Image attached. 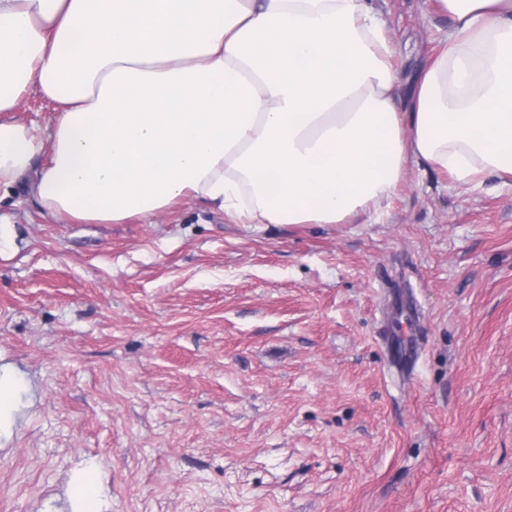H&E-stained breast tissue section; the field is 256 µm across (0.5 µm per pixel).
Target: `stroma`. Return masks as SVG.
<instances>
[{
  "instance_id": "1",
  "label": "stroma",
  "mask_w": 512,
  "mask_h": 512,
  "mask_svg": "<svg viewBox=\"0 0 512 512\" xmlns=\"http://www.w3.org/2000/svg\"><path fill=\"white\" fill-rule=\"evenodd\" d=\"M397 98L451 25L373 0ZM0 512H512V187L409 164L374 224L196 198L83 224L0 201ZM26 391L24 381L6 371L0 375V435L8 430L12 413ZM96 468L92 464L84 466L74 477L72 494L78 500L80 512H108V505L102 500V494L95 480Z\"/></svg>"
}]
</instances>
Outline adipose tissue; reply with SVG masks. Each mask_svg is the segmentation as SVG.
I'll list each match as a JSON object with an SVG mask.
<instances>
[{
  "mask_svg": "<svg viewBox=\"0 0 512 512\" xmlns=\"http://www.w3.org/2000/svg\"><path fill=\"white\" fill-rule=\"evenodd\" d=\"M453 21L397 103L369 0H0V193L29 172L58 219H148L176 199L236 224L379 218L409 162L512 176V0H436ZM55 102L50 163L11 117Z\"/></svg>",
  "mask_w": 512,
  "mask_h": 512,
  "instance_id": "1",
  "label": "adipose tissue"
}]
</instances>
